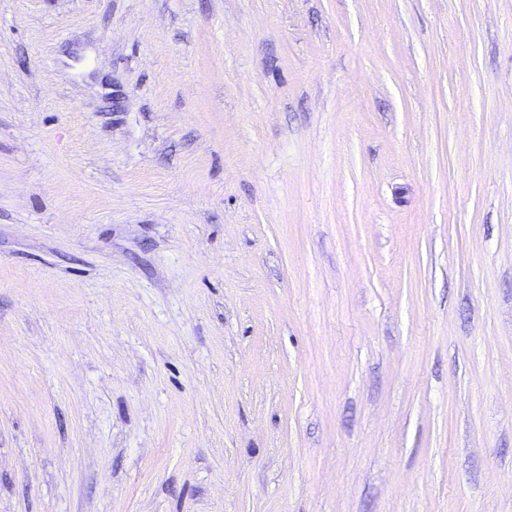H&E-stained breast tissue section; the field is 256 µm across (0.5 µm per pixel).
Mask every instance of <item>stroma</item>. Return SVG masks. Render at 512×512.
I'll use <instances>...</instances> for the list:
<instances>
[{
	"mask_svg": "<svg viewBox=\"0 0 512 512\" xmlns=\"http://www.w3.org/2000/svg\"><path fill=\"white\" fill-rule=\"evenodd\" d=\"M0 512H512V0H0Z\"/></svg>",
	"mask_w": 512,
	"mask_h": 512,
	"instance_id": "1",
	"label": "stroma"
}]
</instances>
